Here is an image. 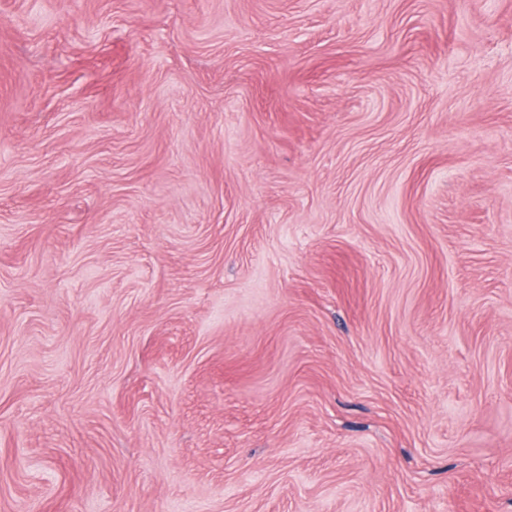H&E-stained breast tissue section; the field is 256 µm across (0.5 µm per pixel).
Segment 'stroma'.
I'll return each mask as SVG.
<instances>
[{"label":"stroma","mask_w":512,"mask_h":512,"mask_svg":"<svg viewBox=\"0 0 512 512\" xmlns=\"http://www.w3.org/2000/svg\"><path fill=\"white\" fill-rule=\"evenodd\" d=\"M0 512H512V0H0Z\"/></svg>","instance_id":"obj_1"}]
</instances>
